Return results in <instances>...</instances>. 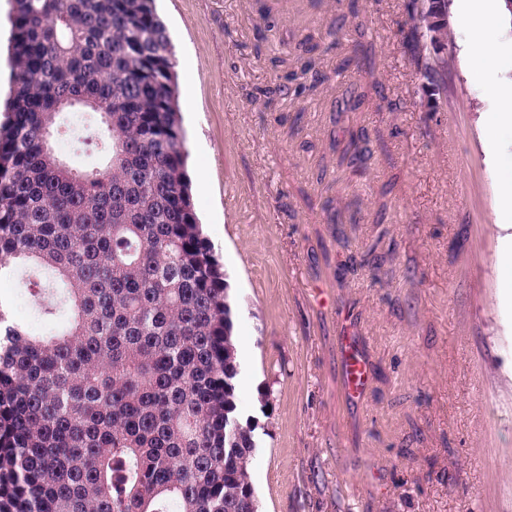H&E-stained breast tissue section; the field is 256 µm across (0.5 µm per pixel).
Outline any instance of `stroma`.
I'll use <instances>...</instances> for the list:
<instances>
[{
    "label": "stroma",
    "instance_id": "obj_1",
    "mask_svg": "<svg viewBox=\"0 0 512 512\" xmlns=\"http://www.w3.org/2000/svg\"><path fill=\"white\" fill-rule=\"evenodd\" d=\"M405 4L156 0L247 364L259 512H512V138L483 139L496 103L454 15L448 97L426 110ZM343 336L369 373L356 399ZM500 201L496 224L512 227V163L499 181Z\"/></svg>",
    "mask_w": 512,
    "mask_h": 512
}]
</instances>
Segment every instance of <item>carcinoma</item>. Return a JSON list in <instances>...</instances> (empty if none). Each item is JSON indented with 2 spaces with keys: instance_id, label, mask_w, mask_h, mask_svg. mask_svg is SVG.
<instances>
[{
  "instance_id": "obj_1",
  "label": "carcinoma",
  "mask_w": 512,
  "mask_h": 512,
  "mask_svg": "<svg viewBox=\"0 0 512 512\" xmlns=\"http://www.w3.org/2000/svg\"><path fill=\"white\" fill-rule=\"evenodd\" d=\"M0 122V512H253L224 272L187 171L155 0H13ZM93 112L76 169L52 144ZM17 279H0L1 298L10 299L13 303V313L18 320L33 321V310L31 303L18 293Z\"/></svg>"
}]
</instances>
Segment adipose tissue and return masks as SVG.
Wrapping results in <instances>:
<instances>
[{
    "instance_id": "adipose-tissue-1",
    "label": "adipose tissue",
    "mask_w": 512,
    "mask_h": 512,
    "mask_svg": "<svg viewBox=\"0 0 512 512\" xmlns=\"http://www.w3.org/2000/svg\"><path fill=\"white\" fill-rule=\"evenodd\" d=\"M470 28L466 48L469 72L485 84L490 96L499 104L497 111L485 117L487 138H496L504 131L512 132V83H502L498 77V53L489 39L491 31L501 27L512 13L504 0H461Z\"/></svg>"
}]
</instances>
